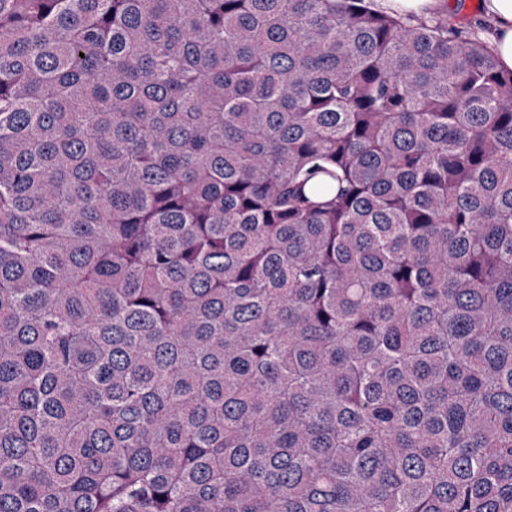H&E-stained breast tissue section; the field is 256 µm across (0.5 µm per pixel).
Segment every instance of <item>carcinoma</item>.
Listing matches in <instances>:
<instances>
[{
    "label": "carcinoma",
    "instance_id": "obj_1",
    "mask_svg": "<svg viewBox=\"0 0 512 512\" xmlns=\"http://www.w3.org/2000/svg\"><path fill=\"white\" fill-rule=\"evenodd\" d=\"M0 512H512V70L373 0H0Z\"/></svg>",
    "mask_w": 512,
    "mask_h": 512
}]
</instances>
